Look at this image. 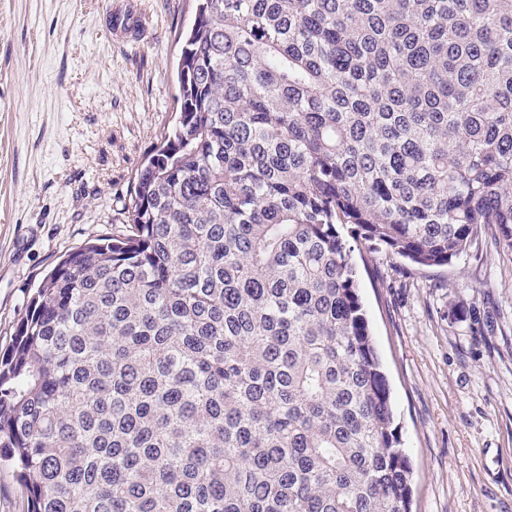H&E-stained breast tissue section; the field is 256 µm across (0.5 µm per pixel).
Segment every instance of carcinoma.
Wrapping results in <instances>:
<instances>
[{"label":"carcinoma","instance_id":"1","mask_svg":"<svg viewBox=\"0 0 512 512\" xmlns=\"http://www.w3.org/2000/svg\"><path fill=\"white\" fill-rule=\"evenodd\" d=\"M177 79L0 356L26 512H409L355 252L512 253V0H198Z\"/></svg>","mask_w":512,"mask_h":512}]
</instances>
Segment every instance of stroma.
<instances>
[{"mask_svg":"<svg viewBox=\"0 0 512 512\" xmlns=\"http://www.w3.org/2000/svg\"><path fill=\"white\" fill-rule=\"evenodd\" d=\"M103 2L0 0V352L66 252L125 229L178 110L196 0H138L137 45L108 36ZM357 264L412 512H512V254L486 238L445 267Z\"/></svg>","mask_w":512,"mask_h":512,"instance_id":"1","label":"stroma"}]
</instances>
